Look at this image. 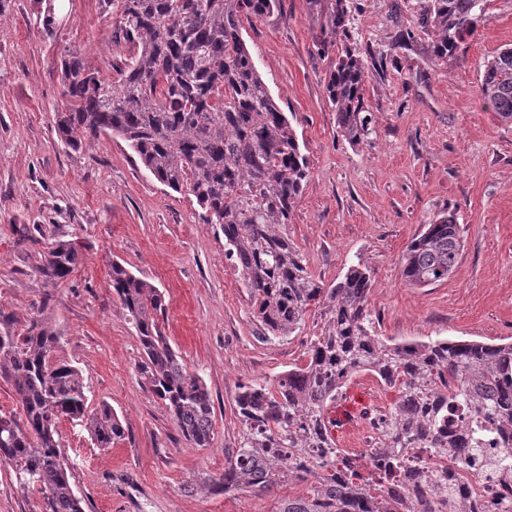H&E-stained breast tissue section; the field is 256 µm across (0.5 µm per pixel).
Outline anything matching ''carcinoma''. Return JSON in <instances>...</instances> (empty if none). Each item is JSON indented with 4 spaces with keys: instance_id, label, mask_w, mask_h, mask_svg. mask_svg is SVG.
<instances>
[{
    "instance_id": "obj_1",
    "label": "carcinoma",
    "mask_w": 512,
    "mask_h": 512,
    "mask_svg": "<svg viewBox=\"0 0 512 512\" xmlns=\"http://www.w3.org/2000/svg\"><path fill=\"white\" fill-rule=\"evenodd\" d=\"M279 0H99L126 42L137 47L115 75L88 69L81 54L60 57L63 110L56 129L81 149L103 133L124 139L154 178L188 191L205 224L224 235V252L249 288L265 340L301 331L316 307L326 320L310 339L307 362L243 387L236 400L238 446L213 486L224 492L269 493L291 476V456L316 448L295 478L317 477L309 493L280 502L276 512H442L425 499L373 494L412 480L403 460L380 453L366 481L353 459L336 448L325 413L357 371L373 373L396 392L389 408L400 426L382 448H435L448 408L477 406L450 448L472 454L481 434L512 431V343L429 339L386 343L375 336L366 298L371 274L359 265L325 285L284 232L309 177L308 161L292 125L261 79L241 37L242 20L262 17ZM486 0H425L417 26L435 33L432 53L455 55L486 20ZM348 0H335L321 49L337 47L326 84L341 136L369 139L372 113L365 103L366 64L346 29ZM481 98L512 123V47L485 65ZM461 242L453 216H442L407 247L402 274L410 285L448 278ZM82 261L80 245L59 240L42 256L49 279L67 278ZM112 290L127 312L145 356L152 393L169 408L186 441L207 448L214 436V403L162 330V291L112 264ZM60 338L43 319L23 336L0 335V379L11 384L21 419L0 413V460L19 484L39 498L41 512H83L61 454L57 426L80 420L100 448L123 437L108 406L87 411L82 373L54 360Z\"/></svg>"
}]
</instances>
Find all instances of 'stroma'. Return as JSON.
I'll list each match as a JSON object with an SVG mask.
<instances>
[{
    "label": "stroma",
    "instance_id": "1",
    "mask_svg": "<svg viewBox=\"0 0 512 512\" xmlns=\"http://www.w3.org/2000/svg\"><path fill=\"white\" fill-rule=\"evenodd\" d=\"M334 2L280 0L241 28L309 162L289 239L323 283L355 264L370 270L367 307L385 342H512V123L478 95L485 62L512 47V0H490L485 22L446 60L432 55L433 34L415 27L424 0H353L347 28L371 66L373 118L369 141L358 145L341 136L326 94L336 52L317 49ZM55 8L51 39L40 0H0V334L20 336L31 320L47 319L60 338L55 358L81 371L90 409L109 405L125 428L100 448L82 422L58 424L85 512H276L308 483L288 479L256 496L215 493L211 479L237 443L242 387L305 365L325 322L312 310L298 335L262 340L224 237L201 222L193 196L159 183L118 137L79 150L60 140L62 49L103 74L132 50L98 0ZM407 28L415 39L404 49L395 38ZM448 215L459 226L457 264L446 280L407 284L408 245ZM59 239L78 240L84 261L54 281L41 256ZM115 262L164 293L165 332L214 402L210 447H191L151 393L135 330L112 292Z\"/></svg>",
    "mask_w": 512,
    "mask_h": 512
}]
</instances>
